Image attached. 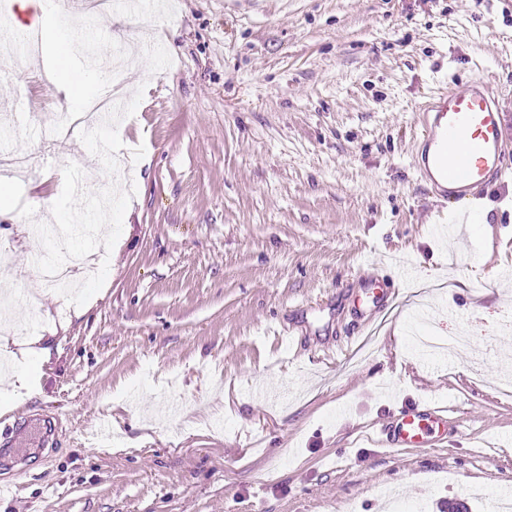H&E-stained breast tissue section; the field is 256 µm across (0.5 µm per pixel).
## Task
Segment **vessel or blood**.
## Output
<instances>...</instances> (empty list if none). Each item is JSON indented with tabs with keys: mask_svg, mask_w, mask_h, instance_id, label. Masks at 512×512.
Instances as JSON below:
<instances>
[{
	"mask_svg": "<svg viewBox=\"0 0 512 512\" xmlns=\"http://www.w3.org/2000/svg\"><path fill=\"white\" fill-rule=\"evenodd\" d=\"M424 147L419 162L423 178L443 198L474 201L490 184L504 179L508 148L501 130L500 94L475 79L461 90H445L421 108ZM462 426L448 407H401L392 423L372 427L376 445L417 448L437 430Z\"/></svg>",
	"mask_w": 512,
	"mask_h": 512,
	"instance_id": "vessel-or-blood-1",
	"label": "vessel or blood"
}]
</instances>
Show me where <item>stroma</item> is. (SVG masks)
Here are the masks:
<instances>
[{
  "label": "stroma",
  "instance_id": "1",
  "mask_svg": "<svg viewBox=\"0 0 512 512\" xmlns=\"http://www.w3.org/2000/svg\"><path fill=\"white\" fill-rule=\"evenodd\" d=\"M56 22L82 25L79 66L88 47L102 71L124 63L127 108L106 148L79 133L60 149L46 118L63 93L40 65L0 68V152L33 160L0 247L18 333L47 349L33 393L0 411V438L29 421L0 512H371L397 485L407 505L487 512L512 478V178L460 223L418 171V108L489 81L512 145V0H145L105 17L63 0ZM53 196L76 210L61 242L38 233ZM103 199L124 246L78 315L34 268L93 252L81 227ZM426 403L465 434L367 440Z\"/></svg>",
  "mask_w": 512,
  "mask_h": 512
}]
</instances>
